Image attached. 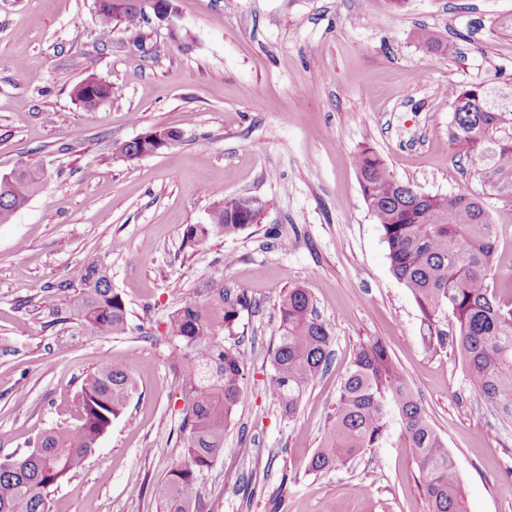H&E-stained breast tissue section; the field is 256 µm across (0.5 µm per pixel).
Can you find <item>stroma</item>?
Segmentation results:
<instances>
[{"mask_svg":"<svg viewBox=\"0 0 512 512\" xmlns=\"http://www.w3.org/2000/svg\"><path fill=\"white\" fill-rule=\"evenodd\" d=\"M142 55L124 29L103 34L93 0H0V175L37 164L43 193L0 224V459L49 428L76 424L82 380L102 360L138 392L50 512H158L154 490L184 462L182 373L169 315L214 286L252 299L231 340L244 398L194 512H427L413 449L366 451L340 469L309 463L355 349L378 339L408 377L453 458L466 512H512V422L468 383L451 342L393 275L355 157L429 194L479 198L498 238L490 289L512 300V191L487 165L455 157L443 88L512 84V0H171ZM187 34L174 42L170 28ZM429 28L441 47L417 39ZM118 88L95 108L72 90L88 74ZM178 131L133 161L116 145ZM269 201L262 221L191 245L218 201ZM79 262L105 264L130 330L95 336L57 323ZM306 288L333 338L332 363L285 416L269 397L277 305Z\"/></svg>","mask_w":512,"mask_h":512,"instance_id":"35a3bbf8","label":"stroma"}]
</instances>
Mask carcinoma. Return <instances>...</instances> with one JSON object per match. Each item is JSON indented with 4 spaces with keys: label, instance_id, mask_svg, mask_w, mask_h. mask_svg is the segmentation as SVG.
I'll list each match as a JSON object with an SVG mask.
<instances>
[{
    "label": "carcinoma",
    "instance_id": "cac0c4a2",
    "mask_svg": "<svg viewBox=\"0 0 512 512\" xmlns=\"http://www.w3.org/2000/svg\"><path fill=\"white\" fill-rule=\"evenodd\" d=\"M149 11L133 0H94L102 30L121 26L137 40L144 38L141 27ZM117 94L115 86L93 74L73 88V96L88 108ZM448 98L454 107L449 140L456 154L488 162L501 187L511 188L512 135L506 130L512 129V86H456ZM355 166L364 201L382 228L393 275L411 290L427 321L451 314L455 347L466 364L470 388L500 418L512 420V304L496 301L490 292L497 228L482 202L465 193H421L393 177L369 148L358 152ZM43 188L42 176L29 165L0 175V223L8 222ZM249 202L247 196L224 200L213 208L208 223L190 225L186 238L201 243L239 234L259 215ZM65 288L74 292L58 322L74 316L95 336L130 331L125 303L104 265L74 267ZM250 304L246 289L219 286L209 302H190L169 316L171 353L178 357L188 350L191 355L182 374V390L191 397V406L181 422L188 432L186 461L155 489L161 512H193L201 481L224 452V432L244 397L245 364L220 336L234 334L240 309ZM331 340L307 290L287 289L278 304L274 374L267 385L286 414L296 412L309 385L327 369ZM135 390L126 368L101 362L81 384L78 423L45 431L33 450L10 458L7 468L0 466V512H49L50 490L83 466ZM396 425L397 444L415 449L427 512H463L454 461L408 378L379 340L356 350L310 470L331 472L369 448L382 447L391 441Z\"/></svg>",
    "mask_w": 512,
    "mask_h": 512
}]
</instances>
